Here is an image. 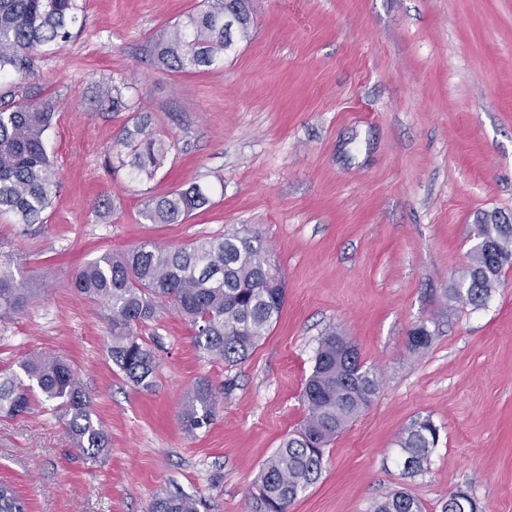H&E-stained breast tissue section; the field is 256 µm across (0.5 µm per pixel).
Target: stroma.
Listing matches in <instances>:
<instances>
[{
    "label": "stroma",
    "instance_id": "35a3bbf8",
    "mask_svg": "<svg viewBox=\"0 0 512 512\" xmlns=\"http://www.w3.org/2000/svg\"><path fill=\"white\" fill-rule=\"evenodd\" d=\"M71 40L26 84L51 99L46 138L60 188L44 224L0 218V257L34 298L0 321V374L35 353L71 365L108 432L94 462L51 404L0 419V481L28 512H148L182 492L200 512H246L264 462L307 414L302 390L328 328L350 337L382 383L327 448L319 481L289 512H370L394 491L445 512L470 486L484 512H512V266L482 306L453 300L483 214L512 219V0H254L249 39L223 65L175 73L150 40L201 0H82ZM152 113L174 141L150 181L104 158L129 118L101 109L99 83ZM198 184L208 203L153 224L147 197ZM113 204L109 223L98 201ZM245 228L270 247L284 307L242 364L195 347L173 307L140 329L157 358L144 391L113 364L107 313L68 286L106 253L179 246ZM433 334L415 351L417 325ZM201 381L212 423L179 412ZM430 416L426 470L407 475L397 440Z\"/></svg>",
    "mask_w": 512,
    "mask_h": 512
}]
</instances>
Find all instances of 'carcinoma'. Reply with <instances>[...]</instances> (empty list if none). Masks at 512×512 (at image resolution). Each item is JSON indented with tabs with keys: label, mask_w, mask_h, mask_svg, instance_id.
Masks as SVG:
<instances>
[{
	"label": "carcinoma",
	"mask_w": 512,
	"mask_h": 512,
	"mask_svg": "<svg viewBox=\"0 0 512 512\" xmlns=\"http://www.w3.org/2000/svg\"><path fill=\"white\" fill-rule=\"evenodd\" d=\"M79 0H0V215L31 226L44 223L59 187L58 170L45 147L55 107L23 90L34 57L66 43L79 21ZM234 16L224 33V15ZM253 0H204V8L173 24L151 41L150 52L162 68L179 72L212 69L224 62L240 39L250 35ZM98 102L113 111L132 113L114 142L117 159L137 179L151 180L174 148L157 130L153 117L135 102L99 86ZM208 202L199 186L149 198L143 210L152 224H181ZM476 244L466 281L452 298L484 305L505 267L512 265V224L495 215L476 225ZM70 287L83 299L108 311L112 362L137 387L154 386L156 358L136 329L157 317L167 304L190 323L194 343L227 365L245 362L278 320L286 284L272 254L258 234L248 230L202 238L186 246L161 247L145 242L121 254H104L78 269ZM33 289L18 280L11 262L0 261V316L23 311ZM433 336L425 326L409 336L414 351L426 349ZM24 377L0 374V418L30 412L32 392L60 412L77 448L92 461L101 458L108 437L90 398L63 358L35 355L20 364ZM380 388L378 375L364 367L356 345L336 329L322 334L302 397L307 416L300 429L284 439L263 464L248 498V512H288L298 496L320 478L325 449L371 402ZM215 408L212 387L195 386L181 409L187 433L209 425ZM439 441L430 416L418 417L398 439L404 470L423 471ZM0 512H27L25 499L0 483ZM149 512H199L194 499L174 493L157 495ZM371 512H422L403 491L376 502ZM448 512H480L461 487L448 497Z\"/></svg>",
	"instance_id": "carcinoma-1"
}]
</instances>
